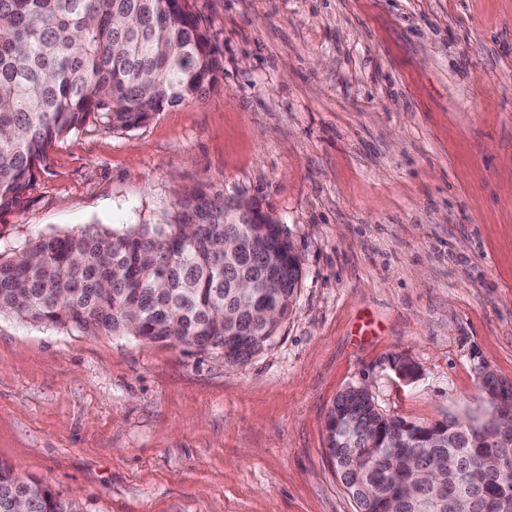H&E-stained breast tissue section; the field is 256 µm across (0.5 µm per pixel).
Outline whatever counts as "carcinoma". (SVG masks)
I'll return each mask as SVG.
<instances>
[{
    "label": "carcinoma",
    "mask_w": 512,
    "mask_h": 512,
    "mask_svg": "<svg viewBox=\"0 0 512 512\" xmlns=\"http://www.w3.org/2000/svg\"><path fill=\"white\" fill-rule=\"evenodd\" d=\"M223 61L190 0H0V214L24 206L59 139L91 126L131 130L214 87ZM224 193L195 189L163 224L53 234L0 252V316L96 334H126L221 350L236 362L259 351L288 317L302 276L279 224H244ZM327 451L356 512H436L406 495L413 470L455 481L462 459L480 505L512 501V447L472 420L423 424L381 413L369 393H339ZM498 457L504 466L483 470ZM73 512L48 486L0 465V512Z\"/></svg>",
    "instance_id": "obj_1"
}]
</instances>
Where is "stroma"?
<instances>
[{
	"label": "stroma",
	"instance_id": "obj_1",
	"mask_svg": "<svg viewBox=\"0 0 512 512\" xmlns=\"http://www.w3.org/2000/svg\"><path fill=\"white\" fill-rule=\"evenodd\" d=\"M223 72L57 141L0 251L251 199L300 257L252 357L0 318V463L79 512H355L326 450L351 385L421 423L512 386V0H191ZM419 377L403 380L398 359Z\"/></svg>",
	"mask_w": 512,
	"mask_h": 512
}]
</instances>
